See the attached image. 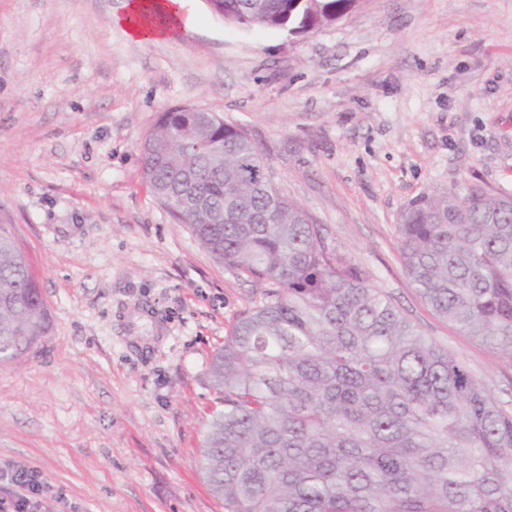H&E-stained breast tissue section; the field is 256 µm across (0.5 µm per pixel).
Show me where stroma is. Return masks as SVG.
<instances>
[{"label": "stroma", "instance_id": "obj_1", "mask_svg": "<svg viewBox=\"0 0 512 512\" xmlns=\"http://www.w3.org/2000/svg\"><path fill=\"white\" fill-rule=\"evenodd\" d=\"M125 0H0V224L48 329L0 363V467L42 476V512H224L201 472L214 351L267 285L229 270L142 175L160 114L245 128L265 174L427 337L512 408V359L434 314L398 215L425 190L512 193V0H360L304 36L196 0L135 43ZM195 0H133L127 3L123 15L114 17L115 23L124 26L130 38L137 43L168 39L175 36L181 29H186L194 21L193 5ZM153 6L159 13L166 15L168 27H153L150 24L132 22V16L143 8Z\"/></svg>", "mask_w": 512, "mask_h": 512}]
</instances>
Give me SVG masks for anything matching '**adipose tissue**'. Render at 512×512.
Returning <instances> with one entry per match:
<instances>
[{
	"mask_svg": "<svg viewBox=\"0 0 512 512\" xmlns=\"http://www.w3.org/2000/svg\"><path fill=\"white\" fill-rule=\"evenodd\" d=\"M192 2L193 0H129L119 22L127 29L134 42L143 43L168 39L193 23ZM148 7L155 8L159 13L166 15L169 21L168 26L154 27L148 24L134 23L133 15Z\"/></svg>",
	"mask_w": 512,
	"mask_h": 512,
	"instance_id": "ef3b65f1",
	"label": "adipose tissue"
}]
</instances>
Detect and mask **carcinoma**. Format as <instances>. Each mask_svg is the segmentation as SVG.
<instances>
[{
	"instance_id": "1",
	"label": "carcinoma",
	"mask_w": 512,
	"mask_h": 512,
	"mask_svg": "<svg viewBox=\"0 0 512 512\" xmlns=\"http://www.w3.org/2000/svg\"><path fill=\"white\" fill-rule=\"evenodd\" d=\"M224 0L247 29H307L353 0ZM143 174L230 270L269 286L211 361L221 407L202 466L224 512H512V411L422 334L218 116L160 114ZM406 275L434 313L512 358V194L424 191L399 215ZM28 260L0 227V362L47 330Z\"/></svg>"
}]
</instances>
